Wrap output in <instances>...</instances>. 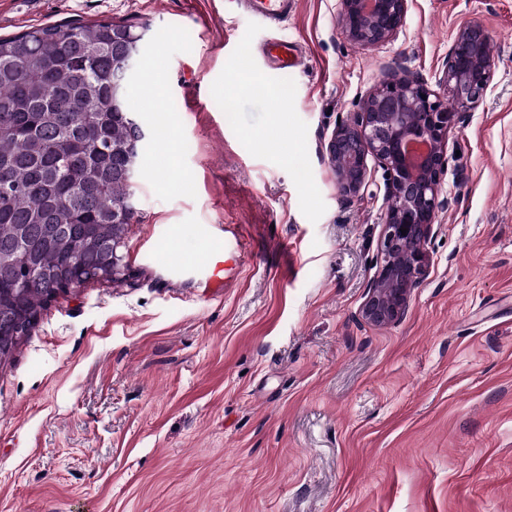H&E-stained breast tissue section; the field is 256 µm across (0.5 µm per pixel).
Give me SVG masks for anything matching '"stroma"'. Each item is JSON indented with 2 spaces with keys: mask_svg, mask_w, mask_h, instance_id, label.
Instances as JSON below:
<instances>
[{
  "mask_svg": "<svg viewBox=\"0 0 512 512\" xmlns=\"http://www.w3.org/2000/svg\"><path fill=\"white\" fill-rule=\"evenodd\" d=\"M338 12L0 0L2 37L136 25L150 100L122 281L61 293L0 361V512H512V0H409L371 47ZM467 22L491 89L448 144L428 274L373 325L383 171L346 201L326 145L388 70L437 87ZM272 35L302 52L275 79L250 57ZM246 10L271 25L282 24L296 13L297 0H243Z\"/></svg>",
  "mask_w": 512,
  "mask_h": 512,
  "instance_id": "stroma-1",
  "label": "stroma"
}]
</instances>
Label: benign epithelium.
<instances>
[{
  "label": "benign epithelium",
  "instance_id": "1",
  "mask_svg": "<svg viewBox=\"0 0 512 512\" xmlns=\"http://www.w3.org/2000/svg\"><path fill=\"white\" fill-rule=\"evenodd\" d=\"M408 0H341L345 36L363 46L396 38ZM490 40L476 23L463 25L448 50L439 84L443 100L426 80L390 70L360 111L336 126L326 150L340 194L357 197L366 185L368 159L384 170L388 209L380 242V267L366 287L362 317L375 325L400 321L430 267L428 245L445 201L440 185L448 142L465 112L485 99L493 72ZM406 233H401V229Z\"/></svg>",
  "mask_w": 512,
  "mask_h": 512
}]
</instances>
